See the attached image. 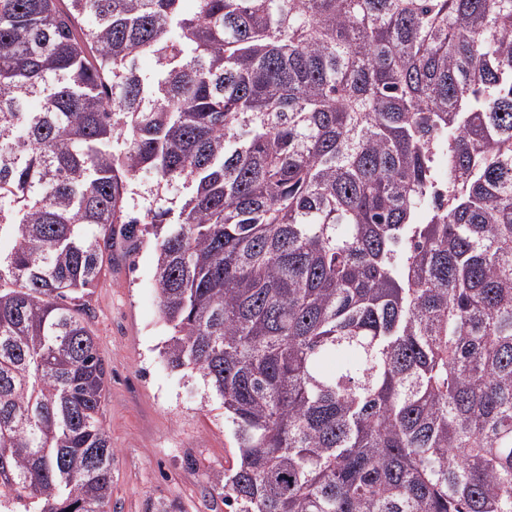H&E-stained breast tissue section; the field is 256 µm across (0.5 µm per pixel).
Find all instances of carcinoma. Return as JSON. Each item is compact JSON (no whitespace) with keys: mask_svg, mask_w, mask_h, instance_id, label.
<instances>
[{"mask_svg":"<svg viewBox=\"0 0 512 512\" xmlns=\"http://www.w3.org/2000/svg\"><path fill=\"white\" fill-rule=\"evenodd\" d=\"M3 232L26 512H111L81 300L117 233L231 512H512V0H0Z\"/></svg>","mask_w":512,"mask_h":512,"instance_id":"carcinoma-1","label":"carcinoma"}]
</instances>
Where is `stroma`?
I'll list each match as a JSON object with an SVG mask.
<instances>
[{"label": "stroma", "mask_w": 512, "mask_h": 512, "mask_svg": "<svg viewBox=\"0 0 512 512\" xmlns=\"http://www.w3.org/2000/svg\"><path fill=\"white\" fill-rule=\"evenodd\" d=\"M110 376L104 420L112 448V512H227L219 481L238 461L218 400L195 376L160 355L168 329L154 288V254L127 255L115 241L112 263L85 297Z\"/></svg>", "instance_id": "obj_1"}]
</instances>
